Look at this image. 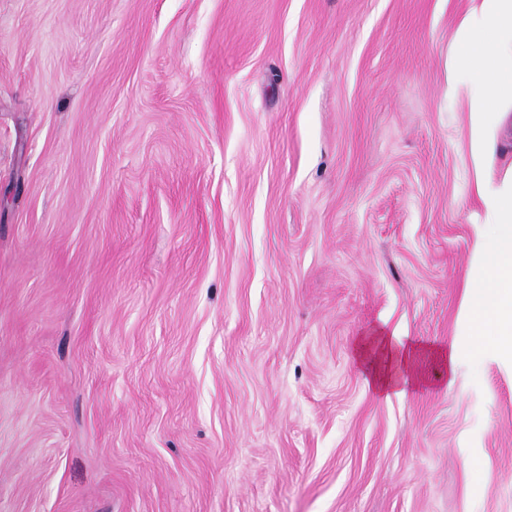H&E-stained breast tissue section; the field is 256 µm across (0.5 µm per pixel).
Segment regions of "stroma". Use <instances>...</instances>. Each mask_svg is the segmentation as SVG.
Masks as SVG:
<instances>
[{
  "instance_id": "35a3bbf8",
  "label": "stroma",
  "mask_w": 512,
  "mask_h": 512,
  "mask_svg": "<svg viewBox=\"0 0 512 512\" xmlns=\"http://www.w3.org/2000/svg\"><path fill=\"white\" fill-rule=\"evenodd\" d=\"M471 4L0 0V512H512ZM418 349L413 345H396L387 336H378L361 351L363 362H372L373 366L367 383L387 396L402 391V385L414 372Z\"/></svg>"
}]
</instances>
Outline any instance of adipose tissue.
I'll return each instance as SVG.
<instances>
[{
  "mask_svg": "<svg viewBox=\"0 0 512 512\" xmlns=\"http://www.w3.org/2000/svg\"><path fill=\"white\" fill-rule=\"evenodd\" d=\"M416 347L393 343L388 337H377L361 351L363 361L372 365L369 382L382 393L400 392L413 374Z\"/></svg>",
  "mask_w": 512,
  "mask_h": 512,
  "instance_id": "ef3b65f1",
  "label": "adipose tissue"
}]
</instances>
